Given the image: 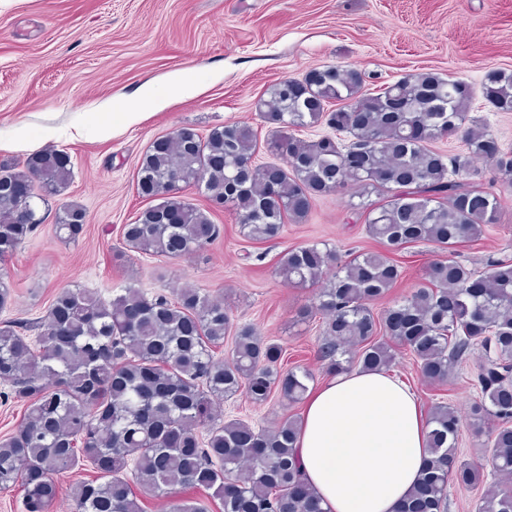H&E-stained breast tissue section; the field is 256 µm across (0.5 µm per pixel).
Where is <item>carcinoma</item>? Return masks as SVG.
<instances>
[{
    "instance_id": "cac0c4a2",
    "label": "carcinoma",
    "mask_w": 512,
    "mask_h": 512,
    "mask_svg": "<svg viewBox=\"0 0 512 512\" xmlns=\"http://www.w3.org/2000/svg\"><path fill=\"white\" fill-rule=\"evenodd\" d=\"M363 82L356 69L327 66L270 85L258 109L269 128L266 151L280 164L253 161L257 136L246 124L205 136L184 126L156 138L136 176L137 193L154 204L123 225V244L178 259L218 237L208 213L167 185L174 174L212 208L233 211L242 235L256 242L304 223L316 198L354 191L353 209L380 250L343 257L314 243L278 262L290 284H323L317 305L301 312L322 316L317 357L331 375L355 367L386 372L402 346L430 385L474 360L478 395L464 413L443 403L430 409V458L397 512H448L452 485L480 492L475 512H512V264L480 272L443 256L500 223V196L475 182L472 162L493 165L512 187V152L469 117L475 89L462 80L419 72L377 94L362 93ZM482 95L512 112V71H489ZM321 124L352 140L299 137ZM451 136L467 155L448 164L433 143ZM71 175L69 155L56 149L20 167L0 166V261L46 220L43 213L24 224L22 212L48 206ZM85 217L75 204L58 211L60 237L79 239ZM411 243L442 256L426 267L420 287L375 311L372 302L400 278L388 253ZM39 329L33 344L23 335L27 326L0 324V382L26 405L18 428L0 438V487L20 483L24 512H50L57 477L85 462L97 478L69 485L73 512H145L143 499L169 497L178 486L212 491L224 512H325L297 463L299 416L256 428L226 421L219 410L239 392L259 406L275 396L292 406L313 379L306 367L281 369L282 344L251 326L232 328L224 300L197 288L150 297L128 286L104 301L71 288L57 294ZM228 335L233 347L224 360L216 349ZM464 425L482 438L479 461L457 453ZM170 512L207 508L176 498Z\"/></svg>"
}]
</instances>
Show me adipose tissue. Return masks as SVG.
Segmentation results:
<instances>
[{"label":"adipose tissue","instance_id":"adipose-tissue-1","mask_svg":"<svg viewBox=\"0 0 512 512\" xmlns=\"http://www.w3.org/2000/svg\"><path fill=\"white\" fill-rule=\"evenodd\" d=\"M428 431L404 384L355 369L308 393L296 455L325 512H397L430 457Z\"/></svg>","mask_w":512,"mask_h":512}]
</instances>
